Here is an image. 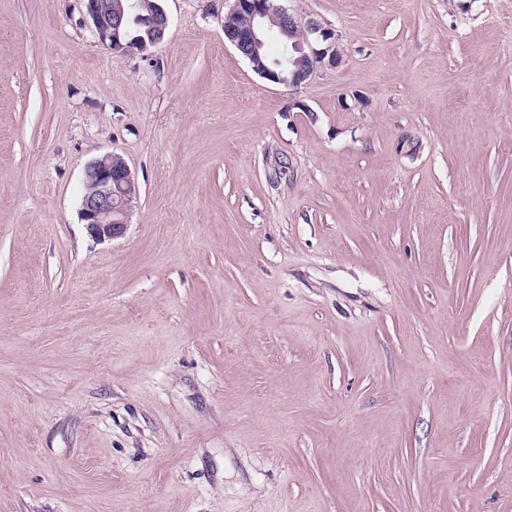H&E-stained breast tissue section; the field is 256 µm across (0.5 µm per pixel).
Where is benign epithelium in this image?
Returning <instances> with one entry per match:
<instances>
[{
    "label": "benign epithelium",
    "instance_id": "1",
    "mask_svg": "<svg viewBox=\"0 0 512 512\" xmlns=\"http://www.w3.org/2000/svg\"><path fill=\"white\" fill-rule=\"evenodd\" d=\"M101 45L113 50L145 51L148 44L139 39L122 40L124 9L108 7L106 0H82ZM224 13V38L262 78L288 87L304 83L319 65L335 66L340 58L334 30L314 21L301 23L276 0H229ZM139 27L167 31L169 18L161 5L149 15H137ZM276 23L288 37V57L270 61L264 53V34ZM139 186L128 164L119 156L105 155L90 161L84 171L80 217L90 237L96 241L122 236L129 224Z\"/></svg>",
    "mask_w": 512,
    "mask_h": 512
}]
</instances>
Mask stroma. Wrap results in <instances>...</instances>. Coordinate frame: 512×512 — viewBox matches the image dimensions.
<instances>
[{
  "instance_id": "stroma-1",
  "label": "stroma",
  "mask_w": 512,
  "mask_h": 512,
  "mask_svg": "<svg viewBox=\"0 0 512 512\" xmlns=\"http://www.w3.org/2000/svg\"><path fill=\"white\" fill-rule=\"evenodd\" d=\"M281 3L296 88L227 0H0V512H512V0ZM118 1L124 6L130 3L126 0H112V2ZM82 2L101 45L111 50H147L148 44L137 38H129L126 42L122 40L121 30L125 29V24L129 21L128 18L124 21L125 13L122 5L113 14L112 7H108L106 0H82ZM276 1L227 0L231 4L224 14V38L262 78L298 87L318 65H336L340 58L339 43L334 30L314 21L303 25L294 13L275 4ZM272 22L278 25H271L272 28L288 43V57L271 63L264 53V34ZM133 21L137 26H146L148 30H158L160 34L166 32L169 26V18L162 5L156 4L155 10L149 15H136ZM139 186L128 164L119 156L105 155L85 167L80 217L96 241L122 236L129 224Z\"/></svg>"
}]
</instances>
